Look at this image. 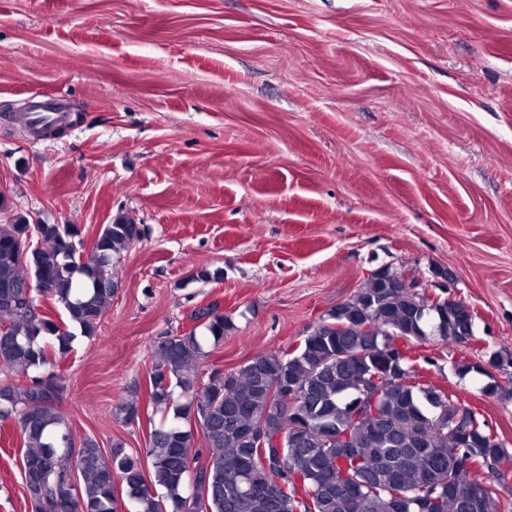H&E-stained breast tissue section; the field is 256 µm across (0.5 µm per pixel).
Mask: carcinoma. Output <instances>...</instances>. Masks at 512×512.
<instances>
[{"label": "carcinoma", "mask_w": 512, "mask_h": 512, "mask_svg": "<svg viewBox=\"0 0 512 512\" xmlns=\"http://www.w3.org/2000/svg\"><path fill=\"white\" fill-rule=\"evenodd\" d=\"M133 220L117 214L91 243L92 258L80 261L84 239L76 224L33 226L22 216L0 224V371L28 374L59 363L73 350V328L95 333L118 287L114 266L133 243ZM42 295L63 315L33 308ZM206 338L196 329L164 341L149 374V405L163 412L144 448L116 442L105 452L84 438L73 455L71 435L44 381L0 384V417L15 418L26 452L27 496L36 512L68 505L76 512H114L120 480L132 512H187L192 488L204 489L201 512H402L395 494L432 498L429 512H498L493 488L471 495L486 459L507 449L488 441L489 423L461 408L443 389L423 381L413 343L437 336L459 343L473 335L465 304L426 301L401 288L366 281L337 304L299 345L262 353L231 372L201 374L205 339L217 345L234 328L216 304L201 312ZM395 362L416 387H393L372 419L353 420L363 379ZM281 379L303 390L302 400L271 405L270 389ZM464 413L469 441L448 431V415ZM197 415L209 448L207 465L192 476L201 453L193 449L190 416ZM126 424L140 421L131 400L115 407ZM262 424L270 436L288 432L283 459L255 448L242 428ZM329 433L344 434L357 449L351 457L330 453ZM269 457L271 474L250 469L252 458ZM78 472L81 482L63 484ZM456 492L448 493V476Z\"/></svg>", "instance_id": "obj_1"}]
</instances>
